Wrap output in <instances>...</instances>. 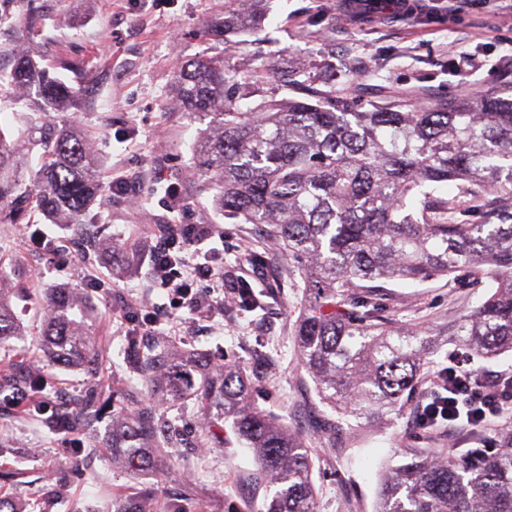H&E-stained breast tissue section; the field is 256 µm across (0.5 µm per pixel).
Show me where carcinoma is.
I'll return each mask as SVG.
<instances>
[{
  "instance_id": "obj_1",
  "label": "carcinoma",
  "mask_w": 512,
  "mask_h": 512,
  "mask_svg": "<svg viewBox=\"0 0 512 512\" xmlns=\"http://www.w3.org/2000/svg\"><path fill=\"white\" fill-rule=\"evenodd\" d=\"M251 76L210 59L179 68L182 109L208 119L194 146L199 175L217 188L215 202L238 224H265L299 273L310 300L295 330L301 362L321 401L341 417L368 422L413 394L431 332L402 329L371 312L336 308L375 281L421 282L478 268L486 299L448 324L444 335L472 354L512 351V96L475 94L418 107L389 102L360 111L338 95L330 75L321 86L297 82L298 95L262 99L242 110ZM34 111L21 151L0 128V223L25 217L21 203L53 224H82L101 195L98 159L74 122L49 119L77 107L78 91L25 55L0 73V102ZM453 183L452 197L436 195ZM484 193L499 208L474 201ZM28 289L0 283V345L20 335L14 300ZM43 336L54 359L81 365L95 355L92 318L82 297L52 288L43 303ZM135 368L155 392L190 400L207 424L232 420L276 491L266 512H315L310 449L270 414L250 408L248 383L233 366L203 367L168 358L160 340L130 339ZM32 400L23 412L45 413L41 374L28 371ZM182 429L150 406L126 409L112 422V447L132 471L154 466L160 441ZM499 448L470 467L443 448L437 460L417 448L382 478L376 512H512V426Z\"/></svg>"
}]
</instances>
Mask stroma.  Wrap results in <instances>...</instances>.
<instances>
[{
	"label": "stroma",
	"mask_w": 512,
	"mask_h": 512,
	"mask_svg": "<svg viewBox=\"0 0 512 512\" xmlns=\"http://www.w3.org/2000/svg\"><path fill=\"white\" fill-rule=\"evenodd\" d=\"M425 12L405 17L384 10L355 17L346 0H264V19L214 36L224 21V0H0V60L16 62L21 48L33 61L63 74L80 91L77 121L99 159L104 192L85 218L91 237L125 243L119 257L95 249L60 252L72 237L68 225L0 224V275L36 291L74 288L83 294L95 324V362L39 365L46 379L41 399L50 410H74L90 391L122 396L125 406L153 405L176 419L186 435L156 467L131 472L112 460V414L59 433L17 408L0 410V494L19 512H112L116 499L151 494L155 512L174 504L180 512H261L273 485L258 479L260 464L232 428L217 430L216 448L200 453L203 439L192 402L171 404L138 375L128 344L147 309L167 305L152 287L142 247L163 224H218L224 229V309L212 317L181 310L154 335L207 364L234 362L251 386V404L303 437L313 459L316 512H375L380 477L399 464L406 448H464L496 439L505 420L462 436L447 429L413 428L420 402L356 426L321 401L314 378L302 366L295 328L306 306L299 279L264 225L224 218L193 161L204 120L183 112L174 94L181 63L210 51L226 66L258 75L262 98L291 95L292 79L337 74L336 91L362 108L387 101L428 107L476 93H512V0H469L458 14L448 0H426ZM41 23L35 34L32 18ZM128 184L129 198L113 197L114 182ZM181 193L180 205L165 195ZM263 296L261 308L237 303V286ZM488 290L480 274L416 284L387 282L375 299L359 297L364 310L379 306L393 325L434 332L422 380L449 366L459 347L438 330L473 310ZM25 335L0 349V372L14 368L40 330V306L29 300ZM23 472L21 481L6 472Z\"/></svg>",
	"instance_id": "35a3bbf8"
}]
</instances>
